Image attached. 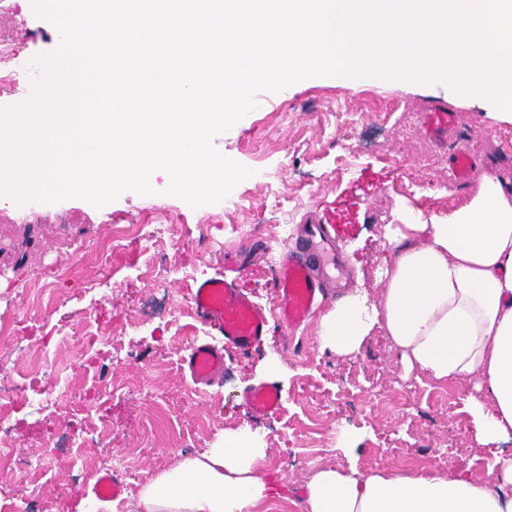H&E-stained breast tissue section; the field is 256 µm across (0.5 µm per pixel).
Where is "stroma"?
I'll list each match as a JSON object with an SVG mask.
<instances>
[{
    "label": "stroma",
    "mask_w": 512,
    "mask_h": 512,
    "mask_svg": "<svg viewBox=\"0 0 512 512\" xmlns=\"http://www.w3.org/2000/svg\"><path fill=\"white\" fill-rule=\"evenodd\" d=\"M10 6L0 14V73L17 81L0 88V107L31 95L33 59L60 42L33 0ZM256 100L213 140L226 157L269 174L240 182L232 198L186 206L167 195L162 173L154 194L127 191L100 208L71 198L0 209V389L23 390L0 424L13 446L11 459L0 460V512L25 494L42 512H132L151 478L242 428L269 448V470L284 486L266 512H303L315 463L462 469L495 480L497 445L470 441V384L406 371L381 328L339 357L321 348L317 324L293 335L276 324L253 352L225 350L222 386L199 392L181 372L193 341L223 342L195 320L189 294L223 272L225 252L240 264V288L274 311L268 252L282 243L280 224L299 225L332 200L336 246L351 270L344 292L373 299L392 266L388 236L407 214L425 222L447 214L487 177L512 186V124L488 119L477 103L450 102L443 88L314 77ZM436 103L457 117L442 146L420 128L421 112ZM460 148L474 159L464 184L448 164ZM131 224L152 225L156 238L115 237ZM269 381L281 390V409L253 417L241 395ZM50 386L63 399L46 406L40 395ZM342 431L354 440L352 456L335 449ZM48 448L52 474L28 485L26 464ZM119 466L124 492L97 499V473Z\"/></svg>",
    "instance_id": "35a3bbf8"
}]
</instances>
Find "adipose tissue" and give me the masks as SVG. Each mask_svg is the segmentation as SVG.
<instances>
[{
  "mask_svg": "<svg viewBox=\"0 0 512 512\" xmlns=\"http://www.w3.org/2000/svg\"><path fill=\"white\" fill-rule=\"evenodd\" d=\"M392 268L376 302L356 294L320 321L322 348L354 353L381 327L408 369L474 386L472 440H512V190L488 179L466 204L392 230ZM268 457L241 430L180 461L142 488L135 512H259L281 495ZM495 482L466 473L409 475L356 465L313 468L304 512H512V455Z\"/></svg>",
  "mask_w": 512,
  "mask_h": 512,
  "instance_id": "ef3b65f1",
  "label": "adipose tissue"
}]
</instances>
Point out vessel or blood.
<instances>
[{"instance_id": "obj_1", "label": "vessel or blood", "mask_w": 512, "mask_h": 512, "mask_svg": "<svg viewBox=\"0 0 512 512\" xmlns=\"http://www.w3.org/2000/svg\"><path fill=\"white\" fill-rule=\"evenodd\" d=\"M426 135L439 141L447 139L454 126V115L446 107L435 105L421 115ZM336 254L323 217L301 224L296 237L278 250L276 277V314L268 316L265 309L252 301L237 286L234 274L204 279L191 291V303L199 322L210 327L224 339L223 347L195 342L181 360L192 382L206 389L222 384L224 350L232 347L250 352L255 343L278 323L296 332L309 323L321 306L328 288L335 279ZM247 408L254 414L268 416L281 407L277 385L269 382L245 392ZM124 489V476L118 470L100 472L94 492L102 499H114Z\"/></svg>"}]
</instances>
